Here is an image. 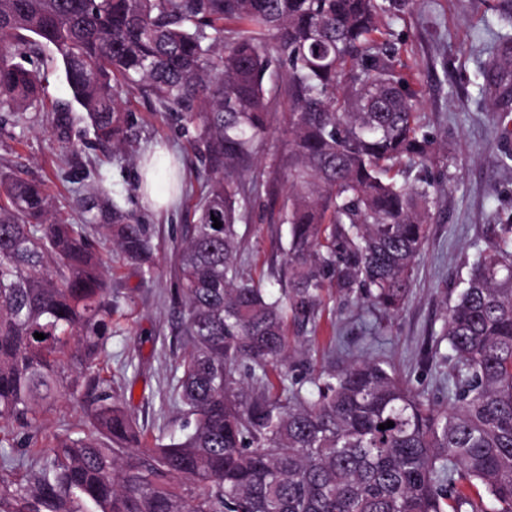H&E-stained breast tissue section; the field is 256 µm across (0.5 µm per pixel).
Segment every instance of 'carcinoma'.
<instances>
[{"label": "carcinoma", "mask_w": 512, "mask_h": 512, "mask_svg": "<svg viewBox=\"0 0 512 512\" xmlns=\"http://www.w3.org/2000/svg\"><path fill=\"white\" fill-rule=\"evenodd\" d=\"M404 2L0 0V110L39 99L21 60L51 46L97 138L121 143L137 91L196 124L206 172L174 259L185 419L167 439L148 438L100 375L112 290L93 221L56 220L42 184L0 176V512H512V224L476 251L448 310V406L381 361L307 387L279 369L288 322L316 332L328 287L360 288L392 315L410 295L438 188L423 175L435 147L416 121L420 91L379 20ZM274 64L289 116L277 294L238 278L237 229ZM481 77L494 111H512L511 36ZM112 220L113 249L151 268L148 228L116 207ZM271 369L279 403L245 389ZM66 395L92 398L88 425L39 445L41 415ZM6 448L37 449L20 481Z\"/></svg>", "instance_id": "1"}]
</instances>
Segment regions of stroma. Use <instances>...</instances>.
I'll list each match as a JSON object with an SVG mask.
<instances>
[{
  "mask_svg": "<svg viewBox=\"0 0 512 512\" xmlns=\"http://www.w3.org/2000/svg\"><path fill=\"white\" fill-rule=\"evenodd\" d=\"M382 25L398 71L413 72L422 89L419 123L435 140L437 162L429 174L439 186L427 243L416 261L411 294L390 316L363 299L329 288L319 308L321 328L311 334L289 325V378L302 380L357 357L394 366L407 385L438 405L448 402L440 357L448 351L441 330L476 249L495 243L492 228L512 222V167L499 162L512 149V115L499 119L479 91L480 73L493 56L504 27L485 0H414ZM44 91L24 112L0 111V173L43 183L58 217L72 224L93 216L112 221L120 207L147 225L154 246L153 271L123 262L105 235L96 248L112 288V337L101 360L102 375L147 435L178 430L183 415L172 396L173 332L178 306L172 297L174 253L181 227L196 220L194 205L204 182L192 125L180 113L163 116L139 93L126 96L128 125L120 147L98 141L72 102L60 59L41 47L33 64ZM288 107L273 98L269 134L256 148L243 180L251 186L238 223L240 274L278 289L288 244L280 222L287 191L270 200L265 186L288 152ZM166 147L181 163L182 196L167 212L142 201L138 168L142 156ZM87 403L61 400L46 416L45 438L77 435L89 421Z\"/></svg>",
  "mask_w": 512,
  "mask_h": 512,
  "instance_id": "stroma-1",
  "label": "stroma"
}]
</instances>
